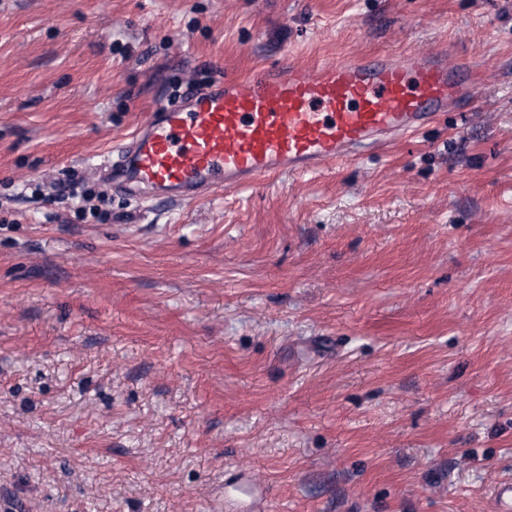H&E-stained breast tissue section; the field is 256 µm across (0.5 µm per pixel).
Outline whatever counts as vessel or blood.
Listing matches in <instances>:
<instances>
[{
  "mask_svg": "<svg viewBox=\"0 0 512 512\" xmlns=\"http://www.w3.org/2000/svg\"><path fill=\"white\" fill-rule=\"evenodd\" d=\"M481 92L469 67L441 53L270 67L212 82L175 105L159 102L103 170L123 191L193 203L361 158Z\"/></svg>",
  "mask_w": 512,
  "mask_h": 512,
  "instance_id": "b4317fda",
  "label": "vessel or blood"
}]
</instances>
